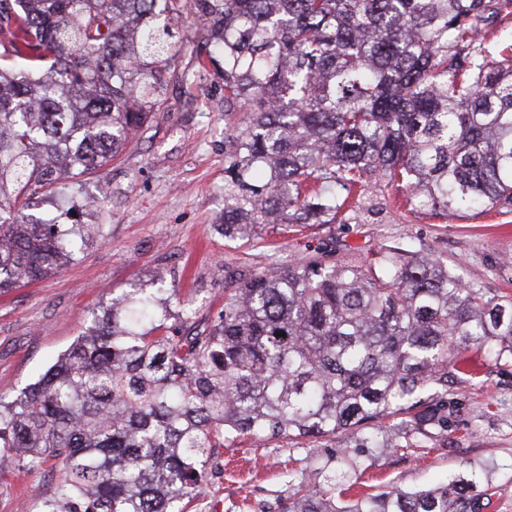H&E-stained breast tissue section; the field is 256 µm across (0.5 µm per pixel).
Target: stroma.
<instances>
[{"label":"stroma","mask_w":512,"mask_h":512,"mask_svg":"<svg viewBox=\"0 0 512 512\" xmlns=\"http://www.w3.org/2000/svg\"><path fill=\"white\" fill-rule=\"evenodd\" d=\"M170 70L167 106L153 113L143 136L85 177L75 196L61 199L75 204L78 223L104 225V237L61 272L0 294V399L12 400L36 382L114 294L134 284L152 287L158 277L205 319L224 304L225 272L285 266L324 251L366 264L399 247L431 254L491 293L512 296V212L439 217L406 205V191L396 184L354 198L342 224H268L258 237L226 239L224 142L244 128L247 115L225 111L218 67L199 66L192 51L173 59ZM455 390L459 405L446 443L376 459L359 489L434 482L470 460L490 470L482 512H512V362L485 359ZM304 456L281 438L239 439L222 455L223 477H208L188 512H278L282 474L303 469ZM56 477L48 463L0 471V512H40L39 496Z\"/></svg>","instance_id":"1"}]
</instances>
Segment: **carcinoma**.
Wrapping results in <instances>:
<instances>
[{
  "label": "carcinoma",
  "instance_id": "cac0c4a2",
  "mask_svg": "<svg viewBox=\"0 0 512 512\" xmlns=\"http://www.w3.org/2000/svg\"><path fill=\"white\" fill-rule=\"evenodd\" d=\"M249 112L225 144L224 237L345 222L404 183L437 215L512 207V59L481 38L512 0H0V289L55 274L101 224L32 210L103 168L166 107L184 12ZM169 288H129L42 378L0 400V468L60 476L41 512H176L240 438L331 437L389 454L446 440L476 351L512 359V299L390 248L225 281L203 331ZM284 474L280 512H481L473 463L357 498L360 465Z\"/></svg>",
  "mask_w": 512,
  "mask_h": 512
}]
</instances>
